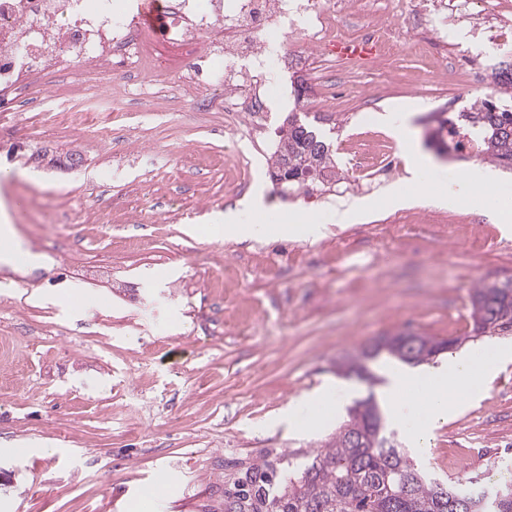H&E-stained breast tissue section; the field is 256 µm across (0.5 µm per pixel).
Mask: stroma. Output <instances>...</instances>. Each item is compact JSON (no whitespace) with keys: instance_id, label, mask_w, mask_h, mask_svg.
<instances>
[{"instance_id":"1","label":"stroma","mask_w":512,"mask_h":512,"mask_svg":"<svg viewBox=\"0 0 512 512\" xmlns=\"http://www.w3.org/2000/svg\"><path fill=\"white\" fill-rule=\"evenodd\" d=\"M450 42L441 66L409 45L374 75L288 44L289 71L321 91L298 109L321 114L338 180L349 176L353 139L385 140L398 157V177L361 197L283 189L269 163L287 111L233 149L228 113L196 108L223 87L183 84L159 61L103 78L64 72L18 98L21 122L0 118V168L26 174L10 188L26 254L0 265V512H224L242 480L293 474L354 400L388 395L409 373L383 355L369 364L376 385L337 374L339 360L376 338L512 346V332L470 338L472 288L512 281V222L434 199L442 173L470 167L437 153L445 114L478 96L456 68L472 50L466 29ZM141 84L152 102L133 96ZM59 96L91 108L85 135L47 122ZM114 122L130 136L107 148ZM255 196L253 220L269 227L261 240L209 224ZM356 201L366 206L357 221L328 223L338 204ZM93 205L101 223L81 222L80 208ZM303 216L320 235L287 233L289 218ZM475 236L487 246L474 249ZM283 244L311 261L284 262L268 281L259 265ZM330 384L332 409L318 396ZM305 395L296 428L279 423ZM396 438L430 477L462 478L476 493L497 487L512 477V363L478 405L435 430L428 451L404 429Z\"/></svg>"}]
</instances>
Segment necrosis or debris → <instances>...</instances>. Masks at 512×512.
Masks as SVG:
<instances>
[{
	"label": "necrosis or debris",
	"mask_w": 512,
	"mask_h": 512,
	"mask_svg": "<svg viewBox=\"0 0 512 512\" xmlns=\"http://www.w3.org/2000/svg\"><path fill=\"white\" fill-rule=\"evenodd\" d=\"M146 6V0H0V108L36 78L73 69L93 75L160 53L166 71L199 86L197 59L220 57L227 94L198 104L244 113L247 122L234 136L241 142L259 135L273 110L267 86L280 48L269 42L271 31L319 50L340 46L344 63L367 70L396 53L409 31L433 60L443 59L450 22L472 26L474 43L486 49L512 44V16L494 6L474 17L471 0H409L404 27L373 23L357 39L334 30L349 0H168L159 35L142 23ZM348 164L356 173L350 187L361 193L373 192L396 168L392 160L374 165L362 149L350 153Z\"/></svg>",
	"instance_id": "obj_1"
}]
</instances>
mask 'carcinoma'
Instances as JSON below:
<instances>
[{"instance_id":"cac0c4a2","label":"carcinoma","mask_w":512,"mask_h":512,"mask_svg":"<svg viewBox=\"0 0 512 512\" xmlns=\"http://www.w3.org/2000/svg\"><path fill=\"white\" fill-rule=\"evenodd\" d=\"M497 84L490 97L477 98L460 113L467 132L482 147L483 159L512 170V55L496 64ZM326 143L323 135L308 121L288 123V144L278 142L273 166L288 163L305 170L313 141ZM335 161L329 150L317 157L315 174L288 180V186H303L318 177L334 174ZM473 331L493 336L512 331V282L496 288L481 284L471 291ZM418 345L404 346V335L391 336L361 349L354 357L342 360L339 371L346 376L373 383L368 362L385 352L407 364H421L441 351L443 342L430 336H415ZM387 409L374 392L354 401L348 419L336 429L327 448L288 482L249 480L227 497L225 512H465L444 494L468 495L456 480L441 483L429 480L403 449L390 439ZM498 495L495 506H472L470 512H512V479Z\"/></svg>"}]
</instances>
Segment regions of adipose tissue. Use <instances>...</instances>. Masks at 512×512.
Listing matches in <instances>:
<instances>
[{
    "mask_svg": "<svg viewBox=\"0 0 512 512\" xmlns=\"http://www.w3.org/2000/svg\"><path fill=\"white\" fill-rule=\"evenodd\" d=\"M511 359L512 347L498 346L486 358L470 352L449 360L445 367L401 378L400 387L410 389L417 408L425 414L419 423L413 422L407 413L397 415L416 448L427 450L435 426L447 422L464 406L483 399L489 376Z\"/></svg>",
    "mask_w": 512,
    "mask_h": 512,
    "instance_id": "obj_1",
    "label": "adipose tissue"
}]
</instances>
